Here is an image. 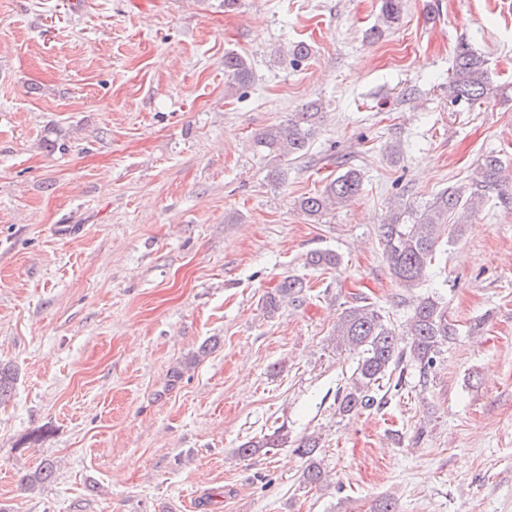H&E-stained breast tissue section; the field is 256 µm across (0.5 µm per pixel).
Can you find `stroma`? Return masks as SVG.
<instances>
[{
	"instance_id": "stroma-1",
	"label": "stroma",
	"mask_w": 512,
	"mask_h": 512,
	"mask_svg": "<svg viewBox=\"0 0 512 512\" xmlns=\"http://www.w3.org/2000/svg\"><path fill=\"white\" fill-rule=\"evenodd\" d=\"M0 0V504L7 512H512V182L490 193L425 282L378 242L390 210L512 171V0ZM312 55L292 66L295 42ZM492 75L449 87L461 46ZM253 79L231 90L224 54ZM319 104L307 154L273 183L254 134ZM67 152H58L59 143ZM362 191L298 207L346 170ZM330 250L336 269L307 265ZM289 276L301 302L267 315ZM459 334L427 383L338 415L356 352L332 330L366 301L413 299ZM209 346L199 356L201 346ZM286 426L285 446H239ZM320 439L325 481L296 447ZM46 459L53 482L20 484ZM485 66L484 58L472 49L463 47L458 51L450 83L457 100L474 103L488 94L491 77ZM307 287V282L299 277L285 278L273 292L266 295L264 302L266 312L273 315L286 300L288 302L299 301Z\"/></svg>"
}]
</instances>
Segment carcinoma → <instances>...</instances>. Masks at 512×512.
<instances>
[{"label": "carcinoma", "instance_id": "cac0c4a2", "mask_svg": "<svg viewBox=\"0 0 512 512\" xmlns=\"http://www.w3.org/2000/svg\"><path fill=\"white\" fill-rule=\"evenodd\" d=\"M405 0H381L382 26L370 29L367 37L377 40L382 27L397 24L404 11ZM224 73L228 81L247 87L252 81V69L247 60L233 52L224 54ZM491 77L484 58L464 47L458 51L453 67L450 88L453 96L474 103L488 94ZM320 108L309 104L294 113L285 123L268 125L253 137L256 154L267 166L268 177L275 183L285 175L284 162L289 157H303L317 131ZM502 183V167L494 156L484 158L477 170V178L469 190L449 187L422 208H404L392 212L379 225V239L383 258L394 278L406 288L420 284L436 261L444 238L450 237L467 215L484 202L487 189ZM362 178L353 170L330 180L321 192L303 196L298 201L300 210L316 220L338 204L354 199L361 191ZM307 263L322 270L336 267L339 259L328 251L313 252ZM307 282L299 277H287L265 298V309L274 314L285 301L302 298ZM336 346L358 352L357 366L351 384L336 397V412L349 415L361 410L380 409L388 396L398 394L406 384L411 370L418 372L419 380L427 382L442 348L456 339L454 324L448 321V308L430 296L413 300L412 311L402 330L370 304L346 308L335 326ZM15 376L6 364H0V402L11 398ZM284 427H279L258 440H250L238 448V453L250 456L265 448H277L286 443ZM319 439L313 436L302 440L296 452L307 459L305 479L311 484L324 481V473L317 462ZM55 463L47 459L39 470L22 478L30 487L50 482L55 475Z\"/></svg>", "mask_w": 512, "mask_h": 512}]
</instances>
